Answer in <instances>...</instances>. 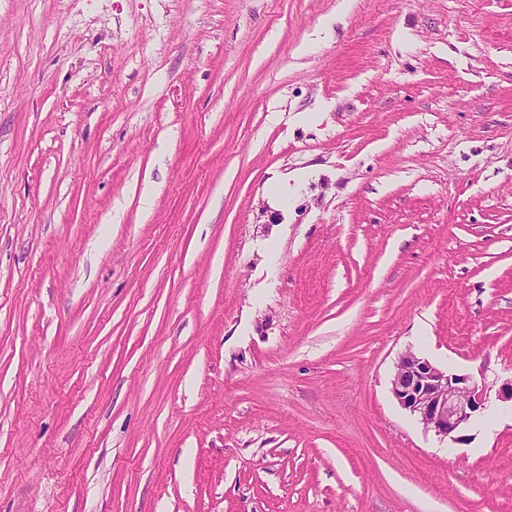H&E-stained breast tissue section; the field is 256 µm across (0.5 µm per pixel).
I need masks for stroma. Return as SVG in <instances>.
<instances>
[{"label":"stroma","mask_w":512,"mask_h":512,"mask_svg":"<svg viewBox=\"0 0 512 512\" xmlns=\"http://www.w3.org/2000/svg\"><path fill=\"white\" fill-rule=\"evenodd\" d=\"M509 380L512 0H0V512H512ZM391 393L425 431L453 443L464 441L461 433L486 401L470 376L448 372L410 350L396 363Z\"/></svg>","instance_id":"stroma-1"}]
</instances>
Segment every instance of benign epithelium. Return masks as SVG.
Segmentation results:
<instances>
[{
  "mask_svg": "<svg viewBox=\"0 0 512 512\" xmlns=\"http://www.w3.org/2000/svg\"><path fill=\"white\" fill-rule=\"evenodd\" d=\"M391 393L424 430L454 443L464 441L463 430L486 401L470 376L448 372L411 350L396 363Z\"/></svg>",
  "mask_w": 512,
  "mask_h": 512,
  "instance_id": "obj_1",
  "label": "benign epithelium"
}]
</instances>
